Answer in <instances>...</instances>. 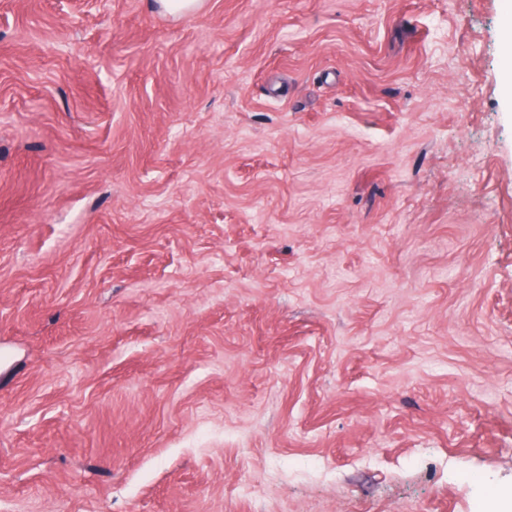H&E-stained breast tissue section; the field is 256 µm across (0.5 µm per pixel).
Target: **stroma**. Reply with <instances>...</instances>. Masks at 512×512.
I'll return each mask as SVG.
<instances>
[{"label": "stroma", "mask_w": 512, "mask_h": 512, "mask_svg": "<svg viewBox=\"0 0 512 512\" xmlns=\"http://www.w3.org/2000/svg\"><path fill=\"white\" fill-rule=\"evenodd\" d=\"M512 0H0V512L512 491Z\"/></svg>", "instance_id": "stroma-1"}]
</instances>
